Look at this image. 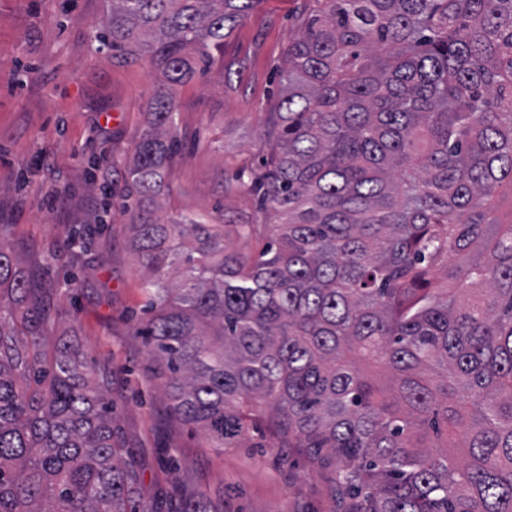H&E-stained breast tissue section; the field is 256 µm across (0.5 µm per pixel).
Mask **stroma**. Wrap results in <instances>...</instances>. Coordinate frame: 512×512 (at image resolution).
<instances>
[{
    "mask_svg": "<svg viewBox=\"0 0 512 512\" xmlns=\"http://www.w3.org/2000/svg\"><path fill=\"white\" fill-rule=\"evenodd\" d=\"M308 8L261 0L211 73L178 86L168 214L264 222L238 179L269 152L277 71ZM106 10L107 0H0V224L15 261L56 332L78 337L111 372L112 429L137 461L141 497L176 506L206 496L218 512H342L331 462L274 447L263 427L219 451L168 413L162 370L133 336L144 269L110 190L147 124L156 74L148 61L99 50L90 32ZM81 224L92 234L71 240Z\"/></svg>",
    "mask_w": 512,
    "mask_h": 512,
    "instance_id": "stroma-1",
    "label": "stroma"
}]
</instances>
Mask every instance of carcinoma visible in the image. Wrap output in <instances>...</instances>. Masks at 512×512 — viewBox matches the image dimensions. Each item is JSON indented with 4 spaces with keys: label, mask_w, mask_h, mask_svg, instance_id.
Here are the masks:
<instances>
[{
    "label": "carcinoma",
    "mask_w": 512,
    "mask_h": 512,
    "mask_svg": "<svg viewBox=\"0 0 512 512\" xmlns=\"http://www.w3.org/2000/svg\"><path fill=\"white\" fill-rule=\"evenodd\" d=\"M261 0H112L93 37L157 80L118 187L149 273L134 329L170 411L224 450L263 423L335 462L346 512H512V0H314L263 171L277 224L159 202L175 86ZM0 224V512H161L82 349L48 345ZM383 370L384 387L369 369Z\"/></svg>",
    "instance_id": "obj_1"
}]
</instances>
